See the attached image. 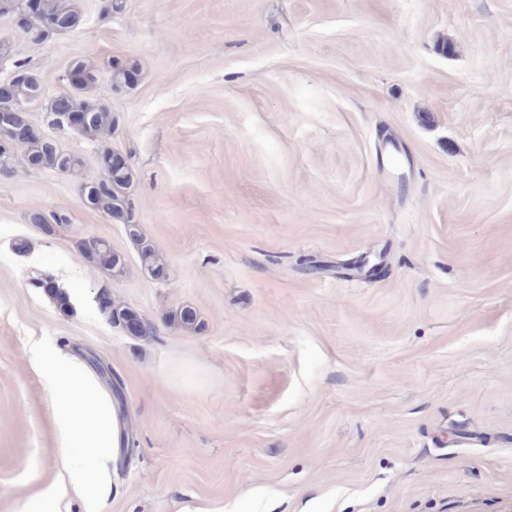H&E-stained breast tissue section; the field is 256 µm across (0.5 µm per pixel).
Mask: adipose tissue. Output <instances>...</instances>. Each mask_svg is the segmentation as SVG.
<instances>
[{"label":"adipose tissue","mask_w":512,"mask_h":512,"mask_svg":"<svg viewBox=\"0 0 512 512\" xmlns=\"http://www.w3.org/2000/svg\"><path fill=\"white\" fill-rule=\"evenodd\" d=\"M28 358L41 371L53 400L58 443L68 451L65 469L76 483L88 484L92 477L87 455L92 453L106 460L124 446L126 432L119 410L77 363L50 354L39 343L30 347Z\"/></svg>","instance_id":"adipose-tissue-1"}]
</instances>
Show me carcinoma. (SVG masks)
Wrapping results in <instances>:
<instances>
[{"label":"carcinoma","mask_w":512,"mask_h":512,"mask_svg":"<svg viewBox=\"0 0 512 512\" xmlns=\"http://www.w3.org/2000/svg\"><path fill=\"white\" fill-rule=\"evenodd\" d=\"M29 0H0V16L23 14L25 24L19 27L23 42L37 43L47 40L54 34L67 32L79 26L81 16L70 0H38L34 8L28 6ZM133 69L127 67L111 68V90L117 91L131 85ZM19 79L10 82L12 93L18 99H35L41 86L37 77L24 68L23 63H16ZM71 74L80 77L79 82L70 83V88L51 100L46 110V121L50 127L56 126V119L64 112H84L88 123L80 135L102 143L112 138V131L117 118L102 103H93L83 98L85 90L94 86L98 77L95 70L83 61L72 65ZM28 156L38 160L40 167L60 173H73L81 165V160L61 151L56 143L42 137H28L20 140ZM132 185V172L129 167L115 169L107 176H96L81 183L83 200L94 210L107 216L120 213L125 215L130 237L139 246L142 266L154 277L165 273L166 264L154 246L141 232L139 225L133 222L129 189ZM79 255L115 275L124 269V259L114 251L108 242L100 240L96 246L87 251L79 249ZM167 322L188 331L198 328L197 313L190 307H183L170 312Z\"/></svg>","instance_id":"carcinoma-1"}]
</instances>
